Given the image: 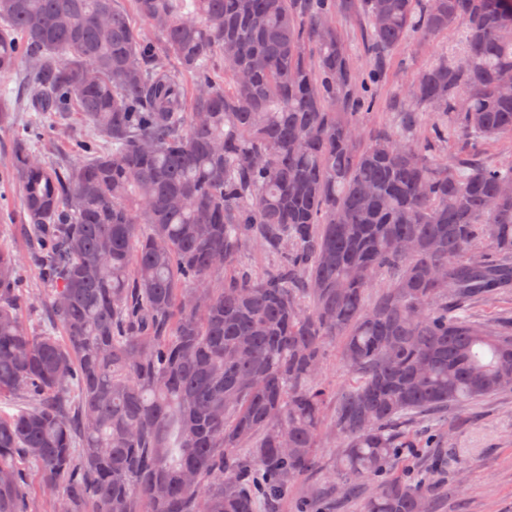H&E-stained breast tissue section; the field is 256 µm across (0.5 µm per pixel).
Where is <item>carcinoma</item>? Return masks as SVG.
<instances>
[{"label":"carcinoma","instance_id":"1","mask_svg":"<svg viewBox=\"0 0 512 512\" xmlns=\"http://www.w3.org/2000/svg\"><path fill=\"white\" fill-rule=\"evenodd\" d=\"M339 5L0 0V74L34 76L20 107L93 131L61 167L15 144L63 339L22 317L0 245V397L17 406L0 512H29L21 461L61 489L43 512L272 510L328 428L343 490L374 487L359 512H430L431 483L388 470L418 447L400 420L512 388V324L466 313L512 288V163L436 155L455 134L512 138V0H363L376 53L464 31L409 90L428 135L365 145L374 101ZM249 248L272 255L259 274L236 266ZM334 341L349 380L328 420Z\"/></svg>","mask_w":512,"mask_h":512}]
</instances>
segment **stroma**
Masks as SVG:
<instances>
[{"instance_id":"1","label":"stroma","mask_w":512,"mask_h":512,"mask_svg":"<svg viewBox=\"0 0 512 512\" xmlns=\"http://www.w3.org/2000/svg\"><path fill=\"white\" fill-rule=\"evenodd\" d=\"M366 26L361 0H344L336 11V29L352 52L351 62L358 74L377 77L372 86L376 105L365 114L363 130L368 135L382 130L397 132L401 114L414 109L407 96L412 79L432 59L456 57L463 30L455 27L428 38L410 35L378 62L367 49ZM23 82V76L16 73L0 75V103L8 110L7 128L0 132V243L18 257L20 281L26 292L35 294L43 281L31 259V243L25 232L28 217L15 177L12 144L29 140L45 161L61 165L89 129L78 112L69 113L66 131L57 133L49 116L18 109L16 97ZM439 154L452 168L469 158L510 162L512 139L452 137L440 145ZM440 427L447 432L444 447L419 449L414 456L397 460L395 471L407 469L419 476L438 471L439 488L432 512H512V390L470 404L460 412L449 410ZM318 456L319 469L289 486L279 512H297L312 488L326 483L333 471L332 444L324 443Z\"/></svg>"}]
</instances>
